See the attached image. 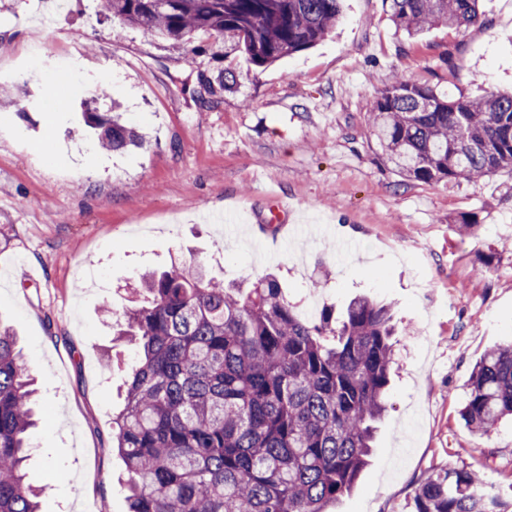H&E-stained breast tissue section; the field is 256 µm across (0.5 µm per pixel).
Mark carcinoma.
Wrapping results in <instances>:
<instances>
[{
    "label": "carcinoma",
    "instance_id": "obj_1",
    "mask_svg": "<svg viewBox=\"0 0 512 512\" xmlns=\"http://www.w3.org/2000/svg\"><path fill=\"white\" fill-rule=\"evenodd\" d=\"M396 28L479 22L478 0H384ZM103 11L193 53L201 34L224 37V55L266 67L322 41L341 0H105ZM107 150L138 146L119 115L88 107ZM369 121L382 159L421 182L477 181L512 172V94L445 99L395 79L377 92ZM143 301L125 315L140 364L112 421L128 512H329L367 463L373 423L385 409L395 333L390 306L353 300L303 322L279 279L250 288L199 264L141 276ZM31 379L16 339L0 330V512H38L25 481L33 425ZM512 416V344L475 365L461 417L488 435ZM414 512H512L476 472L454 464L418 486Z\"/></svg>",
    "mask_w": 512,
    "mask_h": 512
}]
</instances>
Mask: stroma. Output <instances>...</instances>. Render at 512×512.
Wrapping results in <instances>:
<instances>
[{
    "label": "stroma",
    "mask_w": 512,
    "mask_h": 512,
    "mask_svg": "<svg viewBox=\"0 0 512 512\" xmlns=\"http://www.w3.org/2000/svg\"><path fill=\"white\" fill-rule=\"evenodd\" d=\"M482 11L466 31L411 38L384 0H344L318 45L259 68L205 35L186 57L99 0H0V324L39 392L25 472L40 512H127L112 418L140 355L117 324L130 282L175 259L227 282L276 272L319 313L360 296L394 306L385 413L331 512H413L420 479L451 463L512 495V423L481 439L460 418L476 363L512 342V174L404 179L368 123L396 76L469 98L511 89L512 0ZM104 73L96 106L119 107L141 147L102 150L85 124ZM279 198L286 223H266Z\"/></svg>",
    "instance_id": "obj_1"
}]
</instances>
